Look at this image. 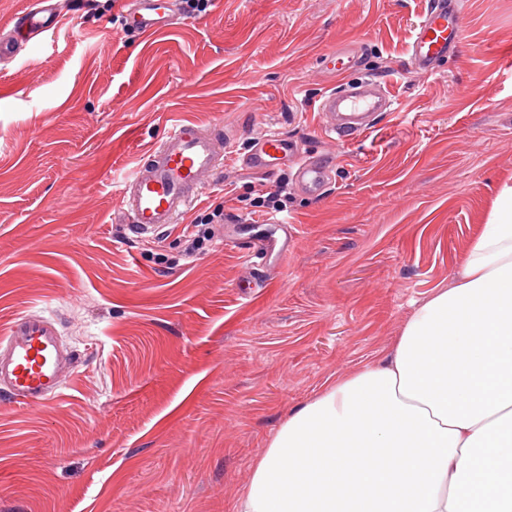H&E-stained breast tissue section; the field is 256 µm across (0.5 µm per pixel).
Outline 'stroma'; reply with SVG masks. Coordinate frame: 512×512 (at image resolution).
I'll return each mask as SVG.
<instances>
[{
  "mask_svg": "<svg viewBox=\"0 0 512 512\" xmlns=\"http://www.w3.org/2000/svg\"><path fill=\"white\" fill-rule=\"evenodd\" d=\"M427 2L212 0L141 35L112 23L124 0H65V24L0 70V334L40 313L79 356L46 404L0 397V512H234L288 411L448 285L512 183V0H463L462 47L433 76L408 64ZM348 42L399 109L334 146L321 60ZM182 122L238 137L177 228L131 243L114 182ZM270 129L333 158L321 196L292 162L242 167ZM283 182L286 251L245 287L238 240L265 217L244 201ZM217 202L230 223L185 256Z\"/></svg>",
  "mask_w": 512,
  "mask_h": 512,
  "instance_id": "stroma-1",
  "label": "stroma"
}]
</instances>
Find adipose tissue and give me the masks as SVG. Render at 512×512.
<instances>
[{"mask_svg": "<svg viewBox=\"0 0 512 512\" xmlns=\"http://www.w3.org/2000/svg\"><path fill=\"white\" fill-rule=\"evenodd\" d=\"M512 512V185L392 349L291 411L235 512Z\"/></svg>", "mask_w": 512, "mask_h": 512, "instance_id": "ef3b65f1", "label": "adipose tissue"}]
</instances>
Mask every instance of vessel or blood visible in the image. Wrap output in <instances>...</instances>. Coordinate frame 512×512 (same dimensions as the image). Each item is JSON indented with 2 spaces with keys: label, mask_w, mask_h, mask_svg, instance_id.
<instances>
[{
  "label": "vessel or blood",
  "mask_w": 512,
  "mask_h": 512,
  "mask_svg": "<svg viewBox=\"0 0 512 512\" xmlns=\"http://www.w3.org/2000/svg\"><path fill=\"white\" fill-rule=\"evenodd\" d=\"M178 16L179 0H129L125 25L150 35L169 29ZM461 17V0H428L408 49L415 70L438 73L441 62L458 51ZM62 20L58 0H33L12 30L0 35V65L13 62L31 40L58 30ZM396 109L386 83L367 73L323 92L317 105L325 137L342 146L362 141L383 114ZM233 138L218 126L174 125L130 173L118 178L123 221L137 238L149 240L174 226L222 174ZM287 154L294 159L300 191L322 194L332 180L331 165L304 155L300 148H289L280 131L254 139L242 165L265 172ZM76 367L75 350L64 343L56 321L43 315L18 316L0 337V393L16 404L33 408L58 396L64 371Z\"/></svg>",
  "instance_id": "vessel-or-blood-1"
}]
</instances>
